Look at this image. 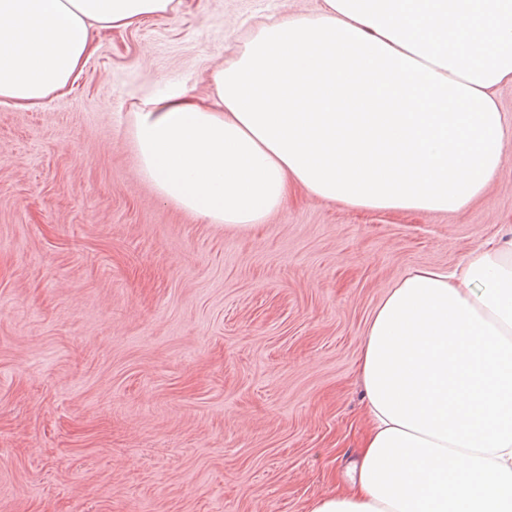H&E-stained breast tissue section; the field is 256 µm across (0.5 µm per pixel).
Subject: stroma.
<instances>
[{
    "instance_id": "obj_1",
    "label": "stroma",
    "mask_w": 512,
    "mask_h": 512,
    "mask_svg": "<svg viewBox=\"0 0 512 512\" xmlns=\"http://www.w3.org/2000/svg\"><path fill=\"white\" fill-rule=\"evenodd\" d=\"M321 5L182 0L96 32L65 94L0 104V512H309L361 447L385 292L512 224V143L456 213L295 192L231 229L157 196L143 103L207 97L255 20Z\"/></svg>"
}]
</instances>
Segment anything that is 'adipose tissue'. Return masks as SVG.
<instances>
[{
	"instance_id": "1",
	"label": "adipose tissue",
	"mask_w": 512,
	"mask_h": 512,
	"mask_svg": "<svg viewBox=\"0 0 512 512\" xmlns=\"http://www.w3.org/2000/svg\"><path fill=\"white\" fill-rule=\"evenodd\" d=\"M181 0H0V100L68 90L95 29ZM203 100H147L133 137L158 197L252 228L289 193L375 211H460L512 141V0H323L259 22ZM368 428L309 512H512V225L454 271L417 268L376 308L358 362Z\"/></svg>"
}]
</instances>
